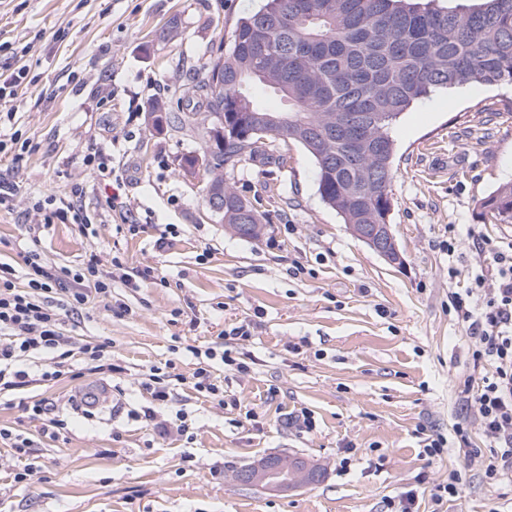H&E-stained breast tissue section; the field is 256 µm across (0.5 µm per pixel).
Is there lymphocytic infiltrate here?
<instances>
[{
    "label": "lymphocytic infiltrate",
    "mask_w": 512,
    "mask_h": 512,
    "mask_svg": "<svg viewBox=\"0 0 512 512\" xmlns=\"http://www.w3.org/2000/svg\"><path fill=\"white\" fill-rule=\"evenodd\" d=\"M472 244L477 253H488L489 271L478 274L470 288L451 292L449 302L471 340L472 374L460 399L497 449L484 471L495 482L512 477V244L489 251L478 234ZM27 265V283L18 288L13 268L0 264V392L26 384L28 357L53 355L54 363L42 377L60 376L71 356L64 348L66 318L91 297L112 296L111 275L98 260L73 273V287L58 299L53 296L55 274L34 257ZM88 281L93 284L89 290L84 287Z\"/></svg>",
    "instance_id": "lymphocytic-infiltrate-1"
}]
</instances>
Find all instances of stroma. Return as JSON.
<instances>
[{
	"mask_svg": "<svg viewBox=\"0 0 512 512\" xmlns=\"http://www.w3.org/2000/svg\"><path fill=\"white\" fill-rule=\"evenodd\" d=\"M263 3L0 0V62L28 70L0 118V263L19 286L37 255L66 288L98 256L112 298L91 300L65 329L77 346L111 342L115 366L104 377L77 354L69 374L45 381L50 359L34 358L30 382L0 394V428L30 442L17 458L0 441V512H397L409 490L414 512H512V481L486 479L494 450L458 399L470 339L448 300L484 266L471 232L512 241V223L481 208L512 183V84L433 92L392 125L390 223L403 265L323 203L315 162L292 141L273 142V162L225 169L261 216L260 236L243 239L180 166L201 139L154 126L147 109L181 96L188 66H205ZM39 194L48 201L35 211ZM72 204L89 225L73 222ZM240 325L249 340L225 338ZM197 348L216 359L198 361ZM225 350L249 372L224 367ZM201 365L236 407L193 389ZM155 366L180 377L161 416L184 412L186 434L159 435L143 415ZM103 382L110 403L75 412L72 396ZM38 401L48 415L30 418ZM304 410L313 431L295 422ZM51 417L68 426L56 439L44 432ZM426 434L443 438L439 455L425 456ZM272 454L317 461L323 475L285 494L236 481ZM28 465L32 484L15 483ZM455 471L459 495L435 504V485Z\"/></svg>",
	"mask_w": 512,
	"mask_h": 512,
	"instance_id": "stroma-1",
	"label": "stroma"
}]
</instances>
